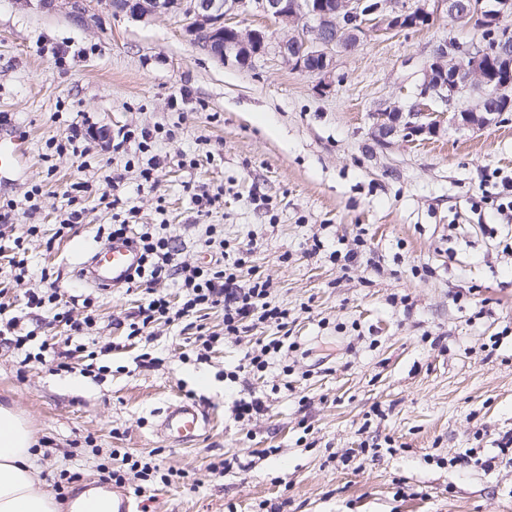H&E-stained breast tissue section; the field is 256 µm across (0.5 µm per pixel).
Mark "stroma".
Segmentation results:
<instances>
[{"mask_svg":"<svg viewBox=\"0 0 512 512\" xmlns=\"http://www.w3.org/2000/svg\"><path fill=\"white\" fill-rule=\"evenodd\" d=\"M449 37L477 40L442 7L423 29H369L355 50L336 53L325 82L271 52L245 66L213 59L172 15L117 14L108 0L50 9L0 0V113L10 117L0 135L24 148L0 171V196L20 200L42 187L28 218L41 228L29 272L7 297L22 306L50 271L55 287L96 302L99 331L85 337L87 350L116 346L98 357L107 368L99 377L78 359L57 372L23 367L0 346V405L52 442L36 459L42 482L50 489L61 472L75 476L57 512H74L115 448L159 450L162 467L180 471L142 493L126 482L148 512H512V464L497 459L501 436L512 433V222L481 201L486 174L512 176V112L487 126L445 115L433 136L374 133L384 103L413 102L421 68ZM85 116L112 133L175 130L157 146L169 160L157 192L138 190L131 176L126 193L138 223L164 221L182 235L188 263L210 254L195 243L186 188L223 187L224 207L210 221L248 250L242 282L268 278L287 307L299 348L285 363L225 381L248 347L275 336L264 325L202 361L192 335L172 326L126 345L117 322L139 294L101 291L77 275L111 210L90 197L84 223L55 238L64 187L100 184L112 171L111 153L94 141L86 161L42 160L47 142ZM360 229L357 264L308 252L313 236L334 246ZM144 352L155 367L136 366ZM240 395L263 403L251 421L231 411ZM179 401L213 416L187 447L156 432L160 413ZM465 448L495 465L450 466ZM222 458L231 469L213 473Z\"/></svg>","mask_w":512,"mask_h":512,"instance_id":"1","label":"stroma"}]
</instances>
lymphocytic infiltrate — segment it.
I'll return each instance as SVG.
<instances>
[{"label":"lymphocytic infiltrate","instance_id":"obj_1","mask_svg":"<svg viewBox=\"0 0 512 512\" xmlns=\"http://www.w3.org/2000/svg\"><path fill=\"white\" fill-rule=\"evenodd\" d=\"M174 136V130L162 127L119 130L107 145L116 165L111 175L105 176V186L99 194L113 211V222L105 230L107 239L132 241L141 252L142 265L131 280V288L141 294L142 302L125 324L127 339L147 340L158 325L175 326L192 321L196 324L193 350L197 359L204 360L216 345L239 337L256 325L268 323L283 330L287 326L288 312L277 305L268 281L257 277L249 285H242L241 273L248 259L246 252L225 243L220 230L208 221L222 200L221 192L200 185L189 190L196 217L205 223L197 244L205 251L216 253L214 263L182 262L183 241L173 234L169 224L135 225L137 210L124 195L126 174L129 169H137L139 189H154L166 163L165 156L156 153L155 145ZM40 194V186L35 185L27 193V202L0 198V243L10 251L9 266L22 274L28 268V244L37 237L39 227L31 224L20 232L14 221L19 214H31L28 202ZM166 282L176 286L177 300H170L160 291V284ZM5 294V289L1 288L0 337H7L14 349L23 352L24 363H42L52 357L57 368H66L75 356L74 350L55 351L48 339L39 338L38 330L45 325L63 323L68 326L70 336L84 335L96 324L92 298H84L86 314L78 320L72 318L67 300L55 288L29 291L21 311L5 301ZM214 308L224 313V331L220 334L197 322L202 311ZM121 462V468L104 470L102 480L122 485L130 472L145 482L169 480L153 457L126 453Z\"/></svg>","mask_w":512,"mask_h":512}]
</instances>
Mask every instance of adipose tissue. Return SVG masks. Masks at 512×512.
Wrapping results in <instances>:
<instances>
[{
    "label": "adipose tissue",
    "mask_w": 512,
    "mask_h": 512,
    "mask_svg": "<svg viewBox=\"0 0 512 512\" xmlns=\"http://www.w3.org/2000/svg\"><path fill=\"white\" fill-rule=\"evenodd\" d=\"M32 431L14 409L0 407V512H56L31 451Z\"/></svg>",
    "instance_id": "obj_1"
}]
</instances>
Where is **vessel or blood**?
<instances>
[{
  "label": "vessel or blood",
  "instance_id": "b4317fda",
  "mask_svg": "<svg viewBox=\"0 0 512 512\" xmlns=\"http://www.w3.org/2000/svg\"><path fill=\"white\" fill-rule=\"evenodd\" d=\"M140 261L138 248L126 240L104 243L90 260L78 270L80 278L94 288H120L127 284ZM211 417L194 403L182 401L169 406L161 418L157 432L174 445L198 440L207 432Z\"/></svg>",
  "mask_w": 512,
  "mask_h": 512
}]
</instances>
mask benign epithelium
I'll return each instance as SVG.
<instances>
[{
  "label": "benign epithelium",
  "mask_w": 512,
  "mask_h": 512,
  "mask_svg": "<svg viewBox=\"0 0 512 512\" xmlns=\"http://www.w3.org/2000/svg\"><path fill=\"white\" fill-rule=\"evenodd\" d=\"M117 12L134 17L156 14H174L183 18V30L190 41L222 62L246 65L270 50L298 69H306L314 61L311 72L323 78L330 77L335 51H349L358 46L361 33L376 23L387 31L414 29L423 20L433 19L428 0L407 4L401 0H330L319 10L310 0H109ZM255 11L284 27L294 28V34L274 42L257 43L260 32L242 31L236 19L243 13ZM482 17L486 26H495L503 17L512 16V0H488ZM355 17L354 27L345 31L349 41L336 48L328 43V33L344 26V20ZM231 29L235 36L224 39V30ZM491 52L483 43L463 45L440 43L432 61L422 70L413 103L403 105L392 102L377 112L375 129L386 138L398 132L407 137L434 133L440 121L428 111L429 103L441 102L448 106L466 92L479 91L475 105L456 110L451 121L467 126L484 125L494 120V113L486 110L492 99H512V83H493L481 74L482 58Z\"/></svg>",
  "instance_id": "7a95c632"
}]
</instances>
